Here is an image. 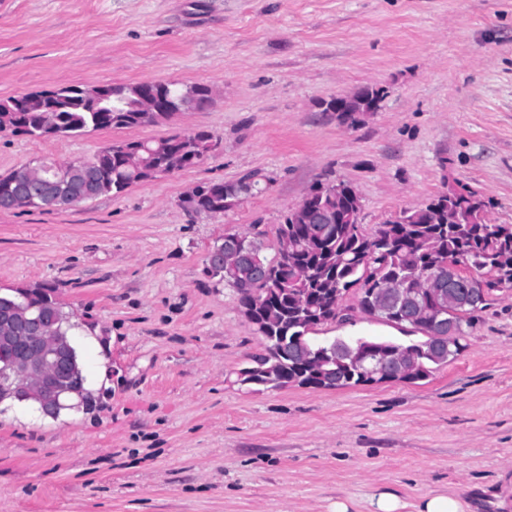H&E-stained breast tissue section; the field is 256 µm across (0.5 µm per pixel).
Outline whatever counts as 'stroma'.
Wrapping results in <instances>:
<instances>
[{
    "label": "stroma",
    "mask_w": 512,
    "mask_h": 512,
    "mask_svg": "<svg viewBox=\"0 0 512 512\" xmlns=\"http://www.w3.org/2000/svg\"><path fill=\"white\" fill-rule=\"evenodd\" d=\"M202 84L166 123L33 139L0 133V174L91 159L105 145L207 130L200 165L65 211L0 213V289L51 285L74 325L93 402L49 419L0 405V512H415L462 494L512 512V289L462 353L415 384L255 391L237 381L262 339L239 294L205 272L226 230L266 248L315 184L350 183L374 233L467 186L512 224V0H0V98L63 86ZM385 89L357 126L319 108ZM255 173L221 215L191 188ZM315 340L398 342L358 312Z\"/></svg>",
    "instance_id": "35a3bbf8"
}]
</instances>
